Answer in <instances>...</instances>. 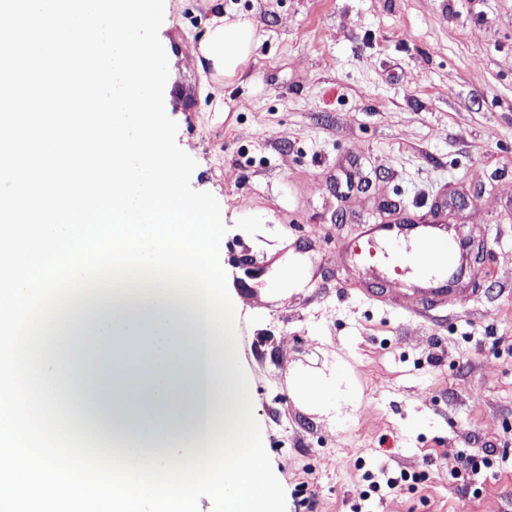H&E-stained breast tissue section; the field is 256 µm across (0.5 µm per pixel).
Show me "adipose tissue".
Masks as SVG:
<instances>
[{
	"label": "adipose tissue",
	"instance_id": "obj_1",
	"mask_svg": "<svg viewBox=\"0 0 512 512\" xmlns=\"http://www.w3.org/2000/svg\"><path fill=\"white\" fill-rule=\"evenodd\" d=\"M256 41L250 22L213 20L209 59L233 74ZM49 369L73 419L102 446L148 461L195 456L227 424L234 379L201 304L171 290L85 296L49 344Z\"/></svg>",
	"mask_w": 512,
	"mask_h": 512
}]
</instances>
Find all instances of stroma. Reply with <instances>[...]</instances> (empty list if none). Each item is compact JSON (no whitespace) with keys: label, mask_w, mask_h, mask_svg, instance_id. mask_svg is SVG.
I'll list each match as a JSON object with an SVG mask.
<instances>
[{"label":"stroma","mask_w":512,"mask_h":512,"mask_svg":"<svg viewBox=\"0 0 512 512\" xmlns=\"http://www.w3.org/2000/svg\"><path fill=\"white\" fill-rule=\"evenodd\" d=\"M219 17L257 36L230 77L200 48ZM159 39L286 512H512V0H165ZM437 207L472 241L431 319L337 269L362 225ZM473 448L504 457L476 498L448 483Z\"/></svg>","instance_id":"obj_1"}]
</instances>
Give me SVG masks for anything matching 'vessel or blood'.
Returning <instances> with one entry per match:
<instances>
[{
	"label": "vessel or blood",
	"instance_id": "b4317fda",
	"mask_svg": "<svg viewBox=\"0 0 512 512\" xmlns=\"http://www.w3.org/2000/svg\"><path fill=\"white\" fill-rule=\"evenodd\" d=\"M464 241L455 226L398 220L366 225L351 244L339 246L350 268L371 280V298L384 301L398 282L410 283L418 295L415 313L430 316L451 292L460 272Z\"/></svg>",
	"mask_w": 512,
	"mask_h": 512
}]
</instances>
